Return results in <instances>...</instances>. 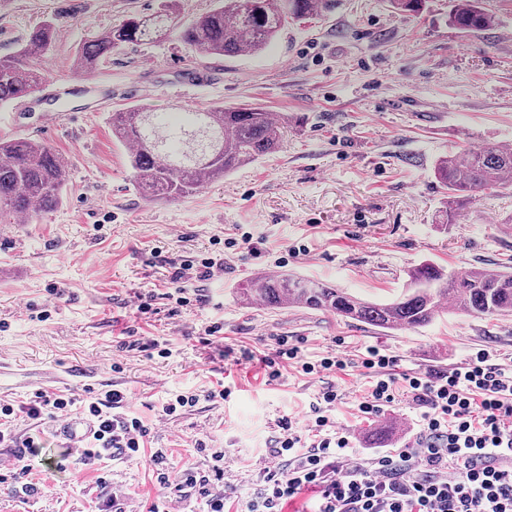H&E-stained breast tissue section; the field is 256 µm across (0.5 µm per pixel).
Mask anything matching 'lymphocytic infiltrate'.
Masks as SVG:
<instances>
[{
  "label": "lymphocytic infiltrate",
  "instance_id": "f902f5d3",
  "mask_svg": "<svg viewBox=\"0 0 512 512\" xmlns=\"http://www.w3.org/2000/svg\"><path fill=\"white\" fill-rule=\"evenodd\" d=\"M168 266L173 289L165 297L183 308L205 303L204 286L223 276L224 257L207 253L172 259ZM275 344L274 357L264 361L272 381L291 363L300 365L304 373L318 375L349 364L345 355L332 351L306 360L301 347L284 336L276 337ZM361 364L373 370L375 382L359 409L376 414L395 400L398 379L392 369L396 361L369 347ZM401 380L423 409L422 427L411 444L355 461L349 453V435L330 417L338 394L333 387L323 388L309 405L310 439H303L291 418L279 421L280 434L268 451L272 464L263 469L247 512H281L284 502L309 488L319 491L310 512H512V468L500 464L501 459L512 458V375L481 349L446 372H413ZM127 401L126 393L117 389L79 404L38 390L29 401L0 403V421L5 424L0 445L10 450L8 458L0 459V470L18 469L42 452L40 431L22 439L7 429V422L21 413L39 427L54 428L75 416L91 423L93 433L79 463L97 460L102 448H118L126 459H138L150 429L129 410ZM208 454L209 469L188 467L175 478L169 475L163 449H156L150 462L157 483L175 489L179 499L197 497L207 512H228L233 482L224 470V451L212 448Z\"/></svg>",
  "mask_w": 512,
  "mask_h": 512
}]
</instances>
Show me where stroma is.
Wrapping results in <instances>:
<instances>
[{"label": "stroma", "instance_id": "stroma-1", "mask_svg": "<svg viewBox=\"0 0 512 512\" xmlns=\"http://www.w3.org/2000/svg\"><path fill=\"white\" fill-rule=\"evenodd\" d=\"M161 3L0 0V56L45 19L60 32L38 60L47 92L31 97L16 124L22 137L60 153L70 171L54 211L0 224V360L8 366L0 401H25L39 389L77 399L124 390L151 428V447L166 450L170 471L206 467L198 444L223 449L224 468L237 477L231 496L242 505L279 420L304 422L322 387L338 393L332 416L350 436L354 458L412 441L422 410L406 393L376 415L358 408L372 385L359 361L366 347L395 356L400 373L445 372L480 349L512 372V316L449 310L427 326L384 332L326 311L245 305L237 296L251 278L280 272L385 301L401 292L408 267L426 260L449 271L512 267V188L480 196L458 223L442 224L445 192L434 176L442 156L512 145V0H483L493 18L484 31L450 25V0H427L419 14L390 0H335L325 15L289 24L258 53L203 59L170 37L114 51L98 68L100 83L82 86L74 58L85 37ZM245 101L287 116L276 153L182 199L138 192L128 149L112 136L114 112ZM50 110L61 111L60 120L40 128ZM245 234L250 242H242ZM230 237L238 244L225 250L224 277L207 285V304L173 311L154 248L176 258L210 252L215 239ZM149 291L156 300L143 315L134 298ZM44 307L50 318L33 319L32 309ZM210 321L223 322L225 346L249 348L253 359H224L204 343L199 330ZM130 327L140 345L167 342L171 356L125 347ZM278 336L298 342L308 360L337 349L353 362L321 376L291 365L268 381L263 360ZM116 361L123 372H113ZM74 364L88 376L64 382ZM220 382L229 398H203ZM177 391L201 399L158 422L159 402ZM61 451V439L46 436L27 474L0 482V512H95L115 493L127 512H148L164 495L147 462L49 469L47 459ZM27 482L40 493L22 496Z\"/></svg>", "mask_w": 512, "mask_h": 512}]
</instances>
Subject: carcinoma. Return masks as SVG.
Returning <instances> with one entry per match:
<instances>
[{
	"label": "carcinoma",
	"instance_id": "carcinoma-1",
	"mask_svg": "<svg viewBox=\"0 0 512 512\" xmlns=\"http://www.w3.org/2000/svg\"><path fill=\"white\" fill-rule=\"evenodd\" d=\"M329 7L330 0H217L183 26L170 2L150 15L130 14L84 41L75 63L80 71H92L114 50L170 34L205 58L255 53L289 22ZM449 21L463 30L492 25L482 0H455ZM56 38L55 24L44 20L19 51L0 57V104L40 88L45 75L37 59ZM287 129V117H276L258 104H217L183 112L176 119L154 106L112 114V134L133 145L128 162L134 183L142 193L166 200L187 197L276 151ZM434 175L447 193L439 210L442 223L455 224L479 194L512 188V150L496 145L464 148L439 158ZM68 177L66 163L52 148L21 137L1 142L0 223L52 211L62 202ZM240 295L248 304L278 309L301 305L382 330L413 329L431 323L446 300L474 317L512 315V272L471 267L450 274L434 263L421 262L407 271L401 295L388 302L364 300L326 282L288 274L251 279Z\"/></svg>",
	"mask_w": 512,
	"mask_h": 512
}]
</instances>
